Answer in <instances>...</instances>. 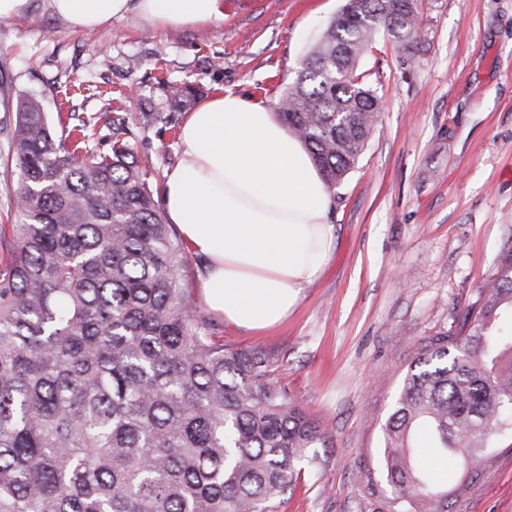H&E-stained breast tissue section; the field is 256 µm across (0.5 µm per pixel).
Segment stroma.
<instances>
[{
    "label": "stroma",
    "mask_w": 512,
    "mask_h": 512,
    "mask_svg": "<svg viewBox=\"0 0 512 512\" xmlns=\"http://www.w3.org/2000/svg\"><path fill=\"white\" fill-rule=\"evenodd\" d=\"M222 21L164 29L136 15L75 32L31 0L0 21V224L16 213L18 170L8 157L19 97L49 117L60 103L94 119L93 152L121 140L147 163L152 190L182 157L196 102L233 92L279 110L313 41L344 0H223ZM421 38L405 51L378 37L363 60L382 110L356 168L333 188L336 249L281 327L255 336L214 317L233 349L276 358L274 379L326 437L279 512H388L382 427L411 361L455 330L499 256L512 249V0H418ZM453 491L448 512H512V435L461 469L416 452Z\"/></svg>",
    "instance_id": "obj_1"
}]
</instances>
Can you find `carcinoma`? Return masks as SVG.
Masks as SVG:
<instances>
[{
  "label": "carcinoma",
  "mask_w": 512,
  "mask_h": 512,
  "mask_svg": "<svg viewBox=\"0 0 512 512\" xmlns=\"http://www.w3.org/2000/svg\"><path fill=\"white\" fill-rule=\"evenodd\" d=\"M385 34L420 37L416 0H345L282 98L283 122L331 187L355 169L381 98L360 63ZM87 123L57 136L17 101L9 153L16 223L0 263V512H277L296 488L316 422L230 349L181 288L185 248L142 164ZM512 250L455 332L410 363L383 429L389 512H448L412 466L415 433L459 463L512 430Z\"/></svg>",
  "instance_id": "cac0c4a2"
}]
</instances>
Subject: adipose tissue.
I'll return each mask as SVG.
<instances>
[{"label":"adipose tissue","instance_id":"ef3b65f1","mask_svg":"<svg viewBox=\"0 0 512 512\" xmlns=\"http://www.w3.org/2000/svg\"><path fill=\"white\" fill-rule=\"evenodd\" d=\"M77 32L137 13L154 28L208 25L223 0H48ZM180 163L161 206L185 246L206 262L198 283L211 313L255 334L283 324L336 247L333 198L303 142L258 101L222 93L179 130Z\"/></svg>","mask_w":512,"mask_h":512}]
</instances>
